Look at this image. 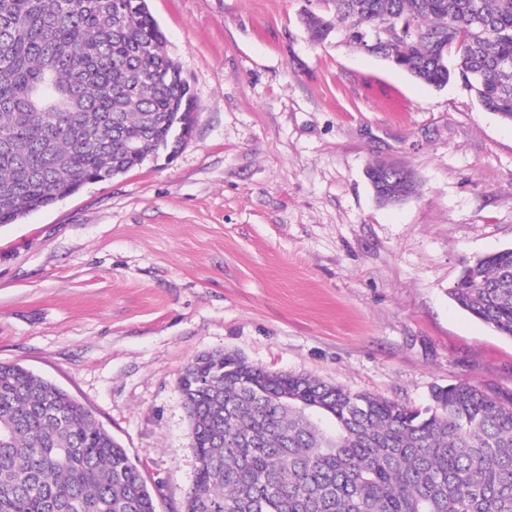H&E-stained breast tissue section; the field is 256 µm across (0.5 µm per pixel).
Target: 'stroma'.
Segmentation results:
<instances>
[{
  "instance_id": "35a3bbf8",
  "label": "stroma",
  "mask_w": 512,
  "mask_h": 512,
  "mask_svg": "<svg viewBox=\"0 0 512 512\" xmlns=\"http://www.w3.org/2000/svg\"><path fill=\"white\" fill-rule=\"evenodd\" d=\"M198 104L174 157L0 226V362L67 390L157 512L195 478L178 379L237 354L415 408L466 382L512 398V340L458 308L463 266L512 247V124L300 25L317 0H147ZM403 112L380 111L371 87ZM420 194L377 202L376 159Z\"/></svg>"
}]
</instances>
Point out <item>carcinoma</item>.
<instances>
[{
  "instance_id": "1",
  "label": "carcinoma",
  "mask_w": 512,
  "mask_h": 512,
  "mask_svg": "<svg viewBox=\"0 0 512 512\" xmlns=\"http://www.w3.org/2000/svg\"><path fill=\"white\" fill-rule=\"evenodd\" d=\"M300 22L411 78H460L512 122V0H322ZM146 0H0V224L177 152L197 104ZM453 67H448V59ZM384 204L413 173L367 169ZM452 300L512 339V248ZM196 457L185 512H512V400L468 383L409 408L202 354L179 378ZM0 512H156L123 446L66 390L0 363Z\"/></svg>"
}]
</instances>
